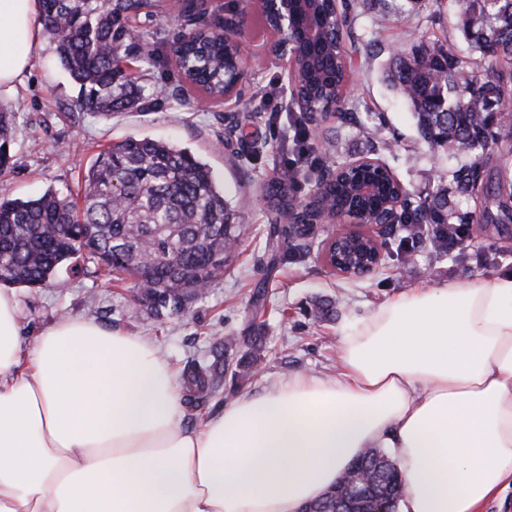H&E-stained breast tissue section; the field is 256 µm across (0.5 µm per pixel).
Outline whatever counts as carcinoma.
<instances>
[{
  "label": "carcinoma",
  "instance_id": "carcinoma-1",
  "mask_svg": "<svg viewBox=\"0 0 512 512\" xmlns=\"http://www.w3.org/2000/svg\"><path fill=\"white\" fill-rule=\"evenodd\" d=\"M39 22L55 45L56 56L78 87L81 108L102 120L136 108H151L163 98L159 86L125 73L130 58L140 70L160 64L155 45L165 30H137L130 21L155 14L156 0H41ZM462 33L478 58L468 63L453 45L422 35L388 64L389 86L412 109L417 130L431 149L473 154L452 186L428 202L406 199L400 224L405 235L420 236L424 224L512 223V206L502 199L492 178L478 181L484 153L498 143L489 128L490 100L512 97V0H457ZM335 31L321 42L296 39L304 66L295 82L287 81L289 102L302 125L312 113L298 107L296 96L323 101L349 82L351 68L336 60ZM182 43L179 68L185 79L220 95L236 74V55L219 31L174 33ZM15 141L14 113L0 108V175L10 169ZM297 176L285 173L262 185L281 215L307 212L295 205ZM476 199L474 211L461 212L448 196ZM243 225L217 187L212 170L188 152L167 142L128 136L100 151L84 175L82 206L53 191L28 200L0 197V282L46 285L59 266L76 254L115 276L135 280L136 299L158 317L186 312L188 305L220 274L227 247L240 241ZM301 228L273 225L271 255L303 254ZM262 337L234 336L212 350L208 360L192 359L182 371L184 402L196 421L224 391V378L243 381L258 373ZM368 479L355 496L330 491L306 505L309 512H361L367 500L380 498L398 508L403 496L396 462L369 448L355 463Z\"/></svg>",
  "mask_w": 512,
  "mask_h": 512
}]
</instances>
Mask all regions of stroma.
Listing matches in <instances>:
<instances>
[{
    "label": "stroma",
    "instance_id": "obj_1",
    "mask_svg": "<svg viewBox=\"0 0 512 512\" xmlns=\"http://www.w3.org/2000/svg\"><path fill=\"white\" fill-rule=\"evenodd\" d=\"M354 29L363 39L379 41L383 51L371 62L353 55L357 83L344 101L351 117L319 123L309 139V158L324 162L323 146L333 140L340 160L381 159L414 200L431 199L471 157H451L423 143L408 107L386 86L384 68L391 54L421 32L453 43L462 57H469L458 6L455 0H425L418 9L408 0H362ZM160 52L165 61L150 80L180 87V94L162 99L150 111L129 112L106 123L83 112L77 87L49 40L41 39L30 68L12 94L0 99V106L16 114L11 169L0 175V195L26 200L51 189L81 202L83 175L100 150L130 135L153 138L188 150L212 168L246 227L241 244L224 274L183 316L132 313L131 277L99 276L88 271L83 258L71 259L50 285L18 287L26 335H37L64 318L89 319L108 330L148 337L178 373L187 360L208 357L218 340L240 335L256 320L251 298L261 288L268 300V312L259 319L265 360L250 381L225 388L230 402L242 393L270 390L298 373L334 375L345 327L387 298L422 285L512 275V224L483 225L477 242L461 241L444 256L429 244L401 251L398 237L389 236L388 257L361 278L330 273L318 235L309 239L301 258L271 259L265 245L276 214L260 184L282 170L294 153L293 146L281 141L288 122L284 70L266 63L254 67L239 102L203 109L196 103L199 89L181 87L170 45H162ZM367 119L376 135L364 129ZM319 297L335 300L332 320L311 315V303Z\"/></svg>",
    "mask_w": 512,
    "mask_h": 512
}]
</instances>
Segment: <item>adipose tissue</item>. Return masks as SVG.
Listing matches in <instances>:
<instances>
[{
  "mask_svg": "<svg viewBox=\"0 0 512 512\" xmlns=\"http://www.w3.org/2000/svg\"><path fill=\"white\" fill-rule=\"evenodd\" d=\"M40 0H0V93L39 45ZM0 288V512H303L389 448L399 512H481L512 485V276L410 289L297 374L183 425L141 336L69 319L33 340Z\"/></svg>",
  "mask_w": 512,
  "mask_h": 512,
  "instance_id": "obj_1",
  "label": "adipose tissue"
}]
</instances>
